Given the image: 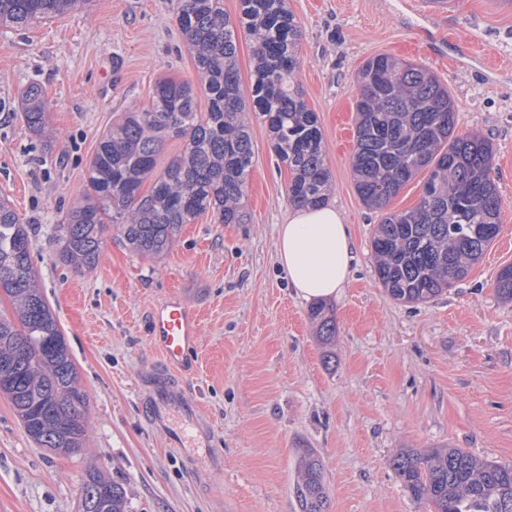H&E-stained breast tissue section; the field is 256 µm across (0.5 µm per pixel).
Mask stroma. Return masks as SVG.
<instances>
[{
  "mask_svg": "<svg viewBox=\"0 0 512 512\" xmlns=\"http://www.w3.org/2000/svg\"><path fill=\"white\" fill-rule=\"evenodd\" d=\"M301 30L299 85L322 133L330 205L354 241L352 277L330 306L332 361L277 262L294 205L290 174L263 120L247 221L204 214L156 258L114 228L97 266L56 256V225L88 189L103 132L162 78L198 83L175 0H87L77 11L0 31V196L29 226L32 260L89 397L85 445L38 447L0 396V512H78L87 470L122 484L131 512H298L306 449L322 458L329 512H433L390 465L402 449L450 446L512 463V303L495 288L512 264V0H287ZM386 53L447 86L456 131L487 137L504 202L501 230L468 276L419 304L390 298L371 240L383 213L361 201L351 169L357 73ZM53 107V138L26 126L30 84ZM178 296L201 318L193 368L172 370L150 342V314ZM170 376L210 433L206 448L171 442L148 413L151 382Z\"/></svg>",
  "mask_w": 512,
  "mask_h": 512,
  "instance_id": "1",
  "label": "stroma"
}]
</instances>
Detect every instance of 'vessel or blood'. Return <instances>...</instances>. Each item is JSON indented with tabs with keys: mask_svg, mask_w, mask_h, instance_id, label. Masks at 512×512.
I'll use <instances>...</instances> for the list:
<instances>
[{
	"mask_svg": "<svg viewBox=\"0 0 512 512\" xmlns=\"http://www.w3.org/2000/svg\"><path fill=\"white\" fill-rule=\"evenodd\" d=\"M150 334L168 366L189 370L188 355L194 349L199 336L198 318L190 307L178 297H171L156 307L150 318ZM192 422L196 408L184 393L171 383L162 384L152 403V418L156 424L166 426L171 440L182 444L185 434L171 425L173 417Z\"/></svg>",
	"mask_w": 512,
	"mask_h": 512,
	"instance_id": "1",
	"label": "vessel or blood"
}]
</instances>
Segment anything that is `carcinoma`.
I'll use <instances>...</instances> for the list:
<instances>
[{
	"label": "carcinoma",
	"instance_id": "obj_1",
	"mask_svg": "<svg viewBox=\"0 0 512 512\" xmlns=\"http://www.w3.org/2000/svg\"><path fill=\"white\" fill-rule=\"evenodd\" d=\"M87 0H0V28H23L75 11ZM233 21L224 0H176V21L207 94V111L188 80L159 81L151 101L135 105L101 136L90 163V191L58 225L60 263L96 265L105 226H117L129 249L163 253L184 224L210 212L221 224H244L242 204L255 162L250 113L267 122L276 158L290 172L295 205L328 203L332 186L316 113L300 93L296 48L300 29L285 0H239ZM251 45L253 79L243 86L239 32ZM51 103L32 85L24 103L27 127L46 133ZM453 100L425 67L389 54L360 70L352 169L357 192L383 212L372 249L384 292L424 303L465 278L500 233L503 202L492 177L494 150L477 134L455 133ZM171 139L182 141L158 166ZM425 174L416 206L386 207ZM497 294L512 301V265L501 269ZM13 309L0 317V395L11 403L39 447L75 453L84 447L89 398L81 390L66 340L39 286L28 225L0 197V293ZM316 336L328 347L336 319L311 308ZM391 465L411 497L434 512H512V466L462 448L406 450ZM299 512H328L324 467L317 453L302 456L293 486ZM86 512H127L124 488L97 470L82 486Z\"/></svg>",
	"mask_w": 512,
	"mask_h": 512
}]
</instances>
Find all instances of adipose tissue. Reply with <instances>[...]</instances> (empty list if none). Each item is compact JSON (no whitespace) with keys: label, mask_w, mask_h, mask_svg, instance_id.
<instances>
[{"label":"adipose tissue","mask_w":512,"mask_h":512,"mask_svg":"<svg viewBox=\"0 0 512 512\" xmlns=\"http://www.w3.org/2000/svg\"><path fill=\"white\" fill-rule=\"evenodd\" d=\"M277 258L298 297L328 300L350 281L354 243L336 208L298 207L279 228Z\"/></svg>","instance_id":"adipose-tissue-1"}]
</instances>
